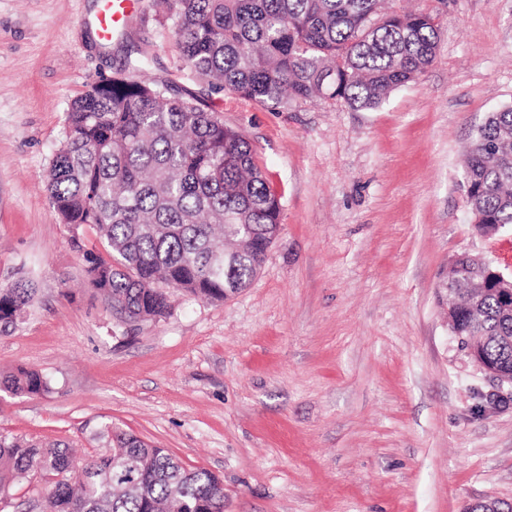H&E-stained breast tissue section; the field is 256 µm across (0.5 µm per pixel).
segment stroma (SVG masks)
<instances>
[{
  "label": "stroma",
  "instance_id": "35a3bbf8",
  "mask_svg": "<svg viewBox=\"0 0 512 512\" xmlns=\"http://www.w3.org/2000/svg\"><path fill=\"white\" fill-rule=\"evenodd\" d=\"M431 12L436 58L375 110L260 104L181 59L145 0L100 40L99 0H0V288H38L0 335V432L106 452L112 423L224 481V512H465L512 502V402L465 355L441 303L448 265L512 272V227L479 233L460 182L476 128L512 105V0H395ZM193 95L250 140L282 230L221 301L170 289L128 322L91 287L46 188L71 103L117 72ZM0 390L14 395L37 396L48 390L46 379L37 371L19 368L0 378Z\"/></svg>",
  "mask_w": 512,
  "mask_h": 512
}]
</instances>
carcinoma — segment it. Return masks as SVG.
<instances>
[{
    "label": "carcinoma",
    "mask_w": 512,
    "mask_h": 512,
    "mask_svg": "<svg viewBox=\"0 0 512 512\" xmlns=\"http://www.w3.org/2000/svg\"><path fill=\"white\" fill-rule=\"evenodd\" d=\"M182 59L198 74L262 104L340 99L379 108L418 78L436 54L428 12L383 11L381 0H164ZM67 139L49 167L50 199L62 223L86 227L99 246L83 252L90 284L130 321L171 309L169 288L224 300V283L247 287L262 258L224 265V238L247 228L260 239L279 223L270 189L246 136L193 97L117 76L76 98ZM462 191L472 220L512 226V106L491 113L472 139ZM30 281L0 288V333L16 328L34 299ZM461 322L491 355L512 359V316L492 295L453 285ZM0 390L37 396V371L19 368ZM109 452L73 475L69 445L0 432V495L28 473L53 479L54 512H224V481L185 468L166 448L103 425Z\"/></svg>",
    "instance_id": "cac0c4a2"
}]
</instances>
